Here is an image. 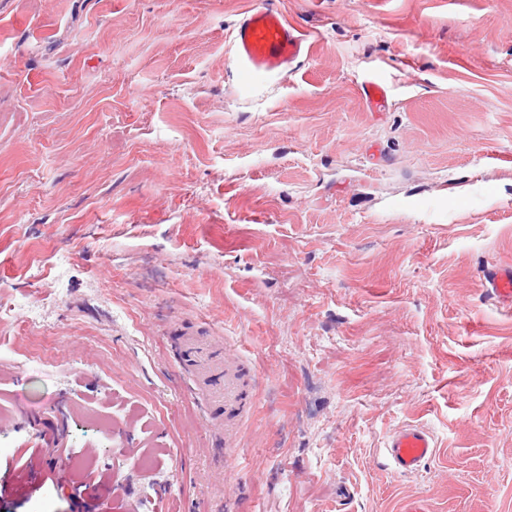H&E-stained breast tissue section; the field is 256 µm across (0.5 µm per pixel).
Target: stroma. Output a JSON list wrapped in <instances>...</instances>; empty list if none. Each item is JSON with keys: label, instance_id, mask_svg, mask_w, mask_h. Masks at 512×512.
<instances>
[{"label": "stroma", "instance_id": "obj_1", "mask_svg": "<svg viewBox=\"0 0 512 512\" xmlns=\"http://www.w3.org/2000/svg\"><path fill=\"white\" fill-rule=\"evenodd\" d=\"M266 2L0 0V512H512V0ZM305 42L303 34L273 7L244 12L232 32L235 57L252 80L283 72L304 54ZM487 292L502 306L512 308V258L487 265L483 271ZM249 397V391L241 382L238 372L224 370V411H232ZM431 435L414 424L396 430L389 439L386 451L393 468L403 473H413L433 455Z\"/></svg>", "mask_w": 512, "mask_h": 512}]
</instances>
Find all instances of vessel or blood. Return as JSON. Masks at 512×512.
Instances as JSON below:
<instances>
[{"instance_id":"vessel-or-blood-1","label":"vessel or blood","mask_w":512,"mask_h":512,"mask_svg":"<svg viewBox=\"0 0 512 512\" xmlns=\"http://www.w3.org/2000/svg\"><path fill=\"white\" fill-rule=\"evenodd\" d=\"M232 46L242 72L262 80L283 72L305 51V38L276 8H254L244 12L232 32ZM487 292L502 306L512 308V258L487 265L483 271ZM249 392L238 372H224V407L231 410L247 400ZM388 459L397 471H417L433 455L431 435L407 424L390 437Z\"/></svg>"}]
</instances>
